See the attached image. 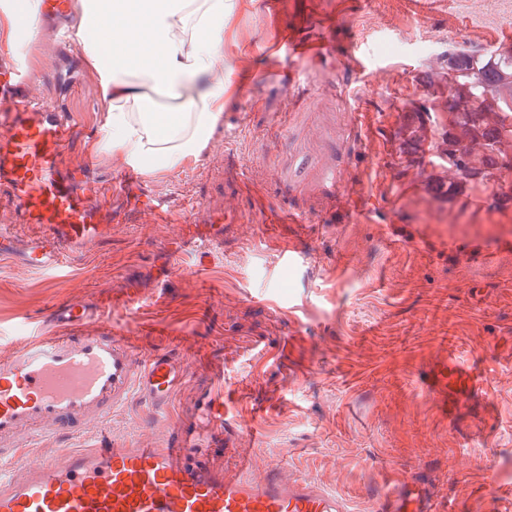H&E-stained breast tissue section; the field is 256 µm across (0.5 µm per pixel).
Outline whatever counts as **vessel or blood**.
I'll return each instance as SVG.
<instances>
[{
    "mask_svg": "<svg viewBox=\"0 0 512 512\" xmlns=\"http://www.w3.org/2000/svg\"><path fill=\"white\" fill-rule=\"evenodd\" d=\"M326 49L319 38L287 44L289 56L309 63L320 62ZM0 87L14 92L0 98V189L13 203L11 218L0 220V255L50 277L71 252L100 240L127 214L176 223L169 199L143 190L114 210L112 197L125 177L96 181L86 166L67 162L64 115L42 103L16 66L0 65ZM335 147L334 138L322 137L319 153L305 164L321 200L335 198L342 185L329 159ZM17 224L31 225L34 234L18 241ZM179 236L203 259L223 243L187 225ZM105 313V307L68 299L53 308L52 330L36 332L0 362V512H345L343 502L314 481L276 469L259 480L247 472L227 479L222 466L178 436L162 447L108 440L52 460L27 457L44 433L73 437L104 428L113 409L132 396L166 409L180 379L179 360L169 353L141 355ZM420 385L448 417L479 392L471 362L453 353ZM375 509L437 512L429 499L400 485L388 486Z\"/></svg>",
    "mask_w": 512,
    "mask_h": 512,
    "instance_id": "b4317fda",
    "label": "vessel or blood"
}]
</instances>
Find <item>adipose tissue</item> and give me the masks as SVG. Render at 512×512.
I'll use <instances>...</instances> for the list:
<instances>
[{"label": "adipose tissue", "instance_id": "ef3b65f1", "mask_svg": "<svg viewBox=\"0 0 512 512\" xmlns=\"http://www.w3.org/2000/svg\"><path fill=\"white\" fill-rule=\"evenodd\" d=\"M225 0H74L76 40L107 105L91 152L153 176L198 159L224 112ZM41 0H0V46L17 62Z\"/></svg>", "mask_w": 512, "mask_h": 512}]
</instances>
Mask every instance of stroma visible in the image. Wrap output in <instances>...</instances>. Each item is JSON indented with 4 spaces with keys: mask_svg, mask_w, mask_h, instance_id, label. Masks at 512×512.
<instances>
[{
    "mask_svg": "<svg viewBox=\"0 0 512 512\" xmlns=\"http://www.w3.org/2000/svg\"><path fill=\"white\" fill-rule=\"evenodd\" d=\"M409 0H228L224 14V117L197 168L145 178L176 203L223 206L224 244L205 264L168 251L177 234L135 214L47 278L0 257V360L32 326L49 328L52 307L76 295L109 301L114 323L131 328L143 354L176 351L181 378L166 411L140 397L116 410L104 431L49 436L30 456L137 437L166 445L183 425L226 478L239 463L259 478L272 468L316 480L348 512H375L387 482L416 481L440 512H512V206L488 194L453 200L427 188L432 168L403 146L408 115L421 113L442 145L447 90L425 72L449 48L500 47L512 0H447L430 14ZM46 16L28 47V79L72 126L70 160L96 176L117 167L90 155L106 103L76 41L47 32L75 28ZM326 40L327 59L304 79L335 85L336 124L364 112L359 138L336 143L344 186L336 202L303 197L289 177L286 123L293 99L280 74L288 38ZM364 58L366 70L352 68ZM306 220L289 223V206ZM301 246L284 264L283 246ZM456 350L484 380L483 404L458 418L440 413L419 380ZM224 380V441L204 429L216 378Z\"/></svg>",
    "mask_w": 512,
    "mask_h": 512,
    "instance_id": "35a3bbf8",
    "label": "stroma"
}]
</instances>
